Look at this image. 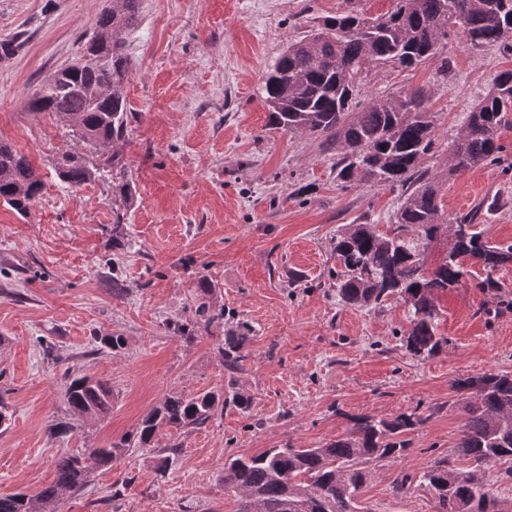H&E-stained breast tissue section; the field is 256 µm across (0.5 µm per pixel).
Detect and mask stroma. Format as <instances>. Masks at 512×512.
<instances>
[{
	"mask_svg": "<svg viewBox=\"0 0 512 512\" xmlns=\"http://www.w3.org/2000/svg\"><path fill=\"white\" fill-rule=\"evenodd\" d=\"M112 0H0V38L18 26L29 38L0 60V141L28 155L45 186L25 215L0 204V395L13 413L0 433V495L37 494L55 475L62 449L105 448L135 431L169 395L242 388L248 412L225 406L206 424L164 429L149 448H129L94 468L59 512H233L226 459L290 444L317 448L354 417L393 418L418 409L405 455L377 468L361 498L370 512H436L425 488L394 495L402 475L434 461L453 465L462 424L455 379L512 373V310L469 286L439 296L438 332L448 340L422 359L403 348L402 301L377 308L342 304L333 288L332 240L347 224L391 231L401 188L342 186L336 155L318 139L272 129L263 102L268 69L345 0H145L127 37L132 117L123 172L99 166L72 187L54 169L76 144L55 113L28 101L73 61ZM512 52L470 47L450 34L413 68H365L355 96L427 90L435 145L422 161L442 176L446 220L495 200L482 218L493 242L512 243V124L502 127L500 164L443 176L448 145ZM128 180L130 198L115 192ZM124 242L112 238L115 221ZM126 287L116 293L113 280ZM217 321L182 337L200 302ZM246 334L237 370L224 367L227 331ZM116 334L124 350H100ZM112 388V409L92 423L64 402L71 375ZM74 431L47 439L52 420ZM169 456L158 475L161 456Z\"/></svg>",
	"mask_w": 512,
	"mask_h": 512,
	"instance_id": "1",
	"label": "stroma"
}]
</instances>
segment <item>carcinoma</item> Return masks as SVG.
Here are the masks:
<instances>
[{
  "label": "carcinoma",
  "mask_w": 512,
  "mask_h": 512,
  "mask_svg": "<svg viewBox=\"0 0 512 512\" xmlns=\"http://www.w3.org/2000/svg\"><path fill=\"white\" fill-rule=\"evenodd\" d=\"M346 2V10L288 44L265 78L264 102L270 125L320 138L325 149L336 152L341 182L406 187L393 234H378L372 224H348L336 235V293L344 305L357 308H376L392 296L402 300L409 322L402 346L416 357L429 358L447 343L437 329L439 295L466 284L495 296L511 288L503 273L512 268V245L488 240L477 224V207L453 219L466 232L451 238L435 265L423 268L419 256L430 252L438 235L449 228L442 217L441 182L421 169L435 143L427 92L393 95L358 109L356 78L370 65L397 61L415 67L456 29L470 33L474 48L507 46L512 0H395V9L382 22L364 16L352 6L354 0ZM142 4L112 0V8L98 15L93 30L104 42L85 43L79 53L82 61L58 70L30 102L34 112L58 114L81 143L62 152L56 164L57 176L71 187L92 178V152L110 150L104 164H119L118 147L131 117L125 86L132 67L123 34L139 24ZM27 40L26 29L1 39L0 59L15 55ZM511 115L512 69H507L497 74L492 90L448 147V177L499 163L506 150L499 130ZM42 189V178L29 158L0 141V203L22 216ZM469 260L482 268V275L472 281L465 266ZM245 340L233 332L224 337L226 369H237ZM480 380L485 389L477 397L470 392L472 378L452 383L463 396L465 412L456 448L468 466L455 468L441 460L416 480L403 477L393 485L395 492L415 481L433 494L436 512H480L487 499L502 504L501 512H512V498L494 496L483 477L486 466L507 462L506 474L512 477V373L485 372ZM64 398L72 413L89 421L112 408L110 386L87 375L71 379ZM251 404L252 397L242 389L227 397L214 391L168 396L143 416L127 439L79 454L63 451L50 484L32 496L0 495V512H58L62 496L86 485L91 465H108L131 445L151 446L163 428L200 426L226 405L245 412ZM423 422L414 411L392 419L358 416L345 433L319 448L288 444L231 460L224 465V488L233 492L236 512H365L360 493L371 475L365 464L403 456L409 449L405 435Z\"/></svg>",
  "instance_id": "carcinoma-1"
}]
</instances>
